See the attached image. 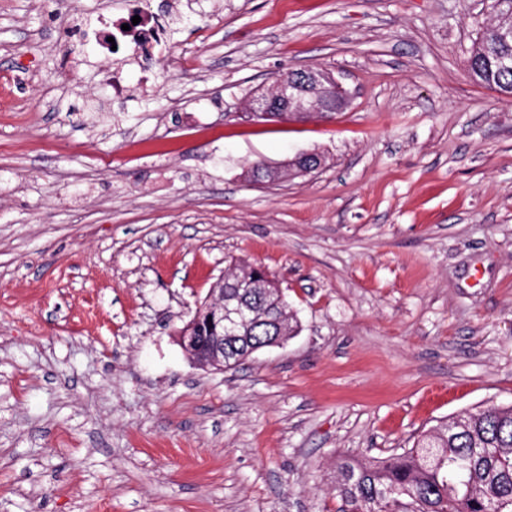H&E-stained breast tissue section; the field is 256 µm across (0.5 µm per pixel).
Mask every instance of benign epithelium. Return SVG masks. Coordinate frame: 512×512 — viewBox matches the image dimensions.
<instances>
[{
  "instance_id": "obj_1",
  "label": "benign epithelium",
  "mask_w": 512,
  "mask_h": 512,
  "mask_svg": "<svg viewBox=\"0 0 512 512\" xmlns=\"http://www.w3.org/2000/svg\"><path fill=\"white\" fill-rule=\"evenodd\" d=\"M334 98L343 104L347 93L334 78L320 71L306 70L297 78L280 79L275 89L257 100L258 111L268 117L274 112H294L292 103L306 101L314 106L322 99ZM216 328V335L209 337L204 345L198 336H180V344L191 359L201 368L224 370V279H219L210 289L206 300L197 308L188 322L187 330L199 328L204 320Z\"/></svg>"
}]
</instances>
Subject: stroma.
I'll use <instances>...</instances> for the list:
<instances>
[{
  "label": "stroma",
  "mask_w": 512,
  "mask_h": 512,
  "mask_svg": "<svg viewBox=\"0 0 512 512\" xmlns=\"http://www.w3.org/2000/svg\"><path fill=\"white\" fill-rule=\"evenodd\" d=\"M182 2L117 106L69 19L130 0H0V512H341L340 458L512 405V99L469 73L492 0ZM304 68L347 104L251 117ZM239 262L300 330L197 367L177 338Z\"/></svg>",
  "instance_id": "35a3bbf8"
}]
</instances>
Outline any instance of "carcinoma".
<instances>
[{
  "instance_id": "1",
  "label": "carcinoma",
  "mask_w": 512,
  "mask_h": 512,
  "mask_svg": "<svg viewBox=\"0 0 512 512\" xmlns=\"http://www.w3.org/2000/svg\"><path fill=\"white\" fill-rule=\"evenodd\" d=\"M497 22L483 28L470 58L475 81L512 97V70L497 59L512 55L501 31L512 4L494 3ZM247 307L235 334L271 342L295 332L279 284L266 270L238 264L224 273V307ZM250 356L244 343L224 337V369ZM338 492L353 512H512V406L475 409L422 435L415 446L376 463L340 462Z\"/></svg>"
}]
</instances>
